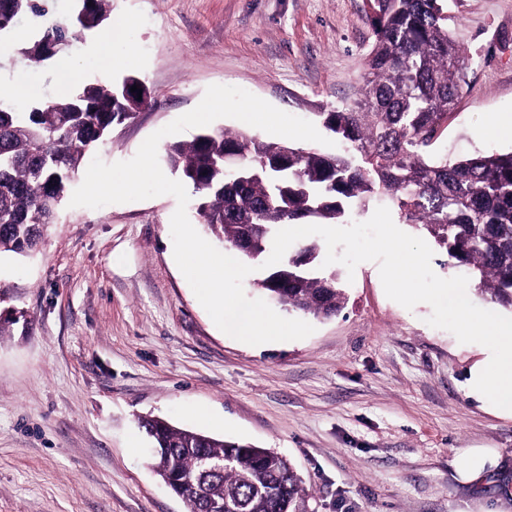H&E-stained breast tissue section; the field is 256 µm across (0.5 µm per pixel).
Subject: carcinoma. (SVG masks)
<instances>
[{
	"instance_id": "carcinoma-1",
	"label": "carcinoma",
	"mask_w": 512,
	"mask_h": 512,
	"mask_svg": "<svg viewBox=\"0 0 512 512\" xmlns=\"http://www.w3.org/2000/svg\"><path fill=\"white\" fill-rule=\"evenodd\" d=\"M82 3L75 18L50 24L21 49L33 66L64 56L78 35L110 19L112 0ZM367 13L373 41L357 98L318 113L338 152L217 128L169 145L167 160L192 184L206 232L247 263L264 262L272 232L284 224H343L384 199L403 223L433 238L477 294L512 310V152L431 155L468 61L448 32L443 0H369ZM48 14L49 0H0V36L23 16ZM140 107L112 83L60 93L26 112L0 102V254L40 248L75 172ZM226 153L243 154L241 171L224 167ZM255 285L271 302L318 319L339 314L347 299L314 243L263 270ZM140 427L160 447L155 476L184 478L187 512H302L306 490L285 457L156 416ZM203 458L224 459V469L201 476Z\"/></svg>"
}]
</instances>
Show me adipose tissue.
Wrapping results in <instances>:
<instances>
[{"mask_svg": "<svg viewBox=\"0 0 512 512\" xmlns=\"http://www.w3.org/2000/svg\"><path fill=\"white\" fill-rule=\"evenodd\" d=\"M455 319L461 337L475 342L481 354L464 383L467 396L512 417V319L473 313L463 302L457 305ZM498 463L492 450L466 448L455 473L461 483L478 484Z\"/></svg>", "mask_w": 512, "mask_h": 512, "instance_id": "obj_1", "label": "adipose tissue"}]
</instances>
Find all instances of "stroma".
I'll list each match as a JSON object with an SVG mask.
<instances>
[{"mask_svg":"<svg viewBox=\"0 0 512 512\" xmlns=\"http://www.w3.org/2000/svg\"><path fill=\"white\" fill-rule=\"evenodd\" d=\"M470 62L433 145L462 158L512 150L488 135L512 116V0H445ZM104 52L75 42L31 67L0 39V79L39 101L68 82L142 79L156 103L94 150L131 159L212 84L314 120L357 96L372 31L364 0H112ZM109 69V68H108ZM173 196L62 206L39 250L0 256V512H186L152 472L139 425L268 448L303 480L311 512H512V417L468 399L478 349L389 299L359 264L339 315L302 340L249 346L220 331L173 257ZM495 449L481 485L462 448Z\"/></svg>","mask_w":512,"mask_h":512,"instance_id":"1","label":"stroma"}]
</instances>
